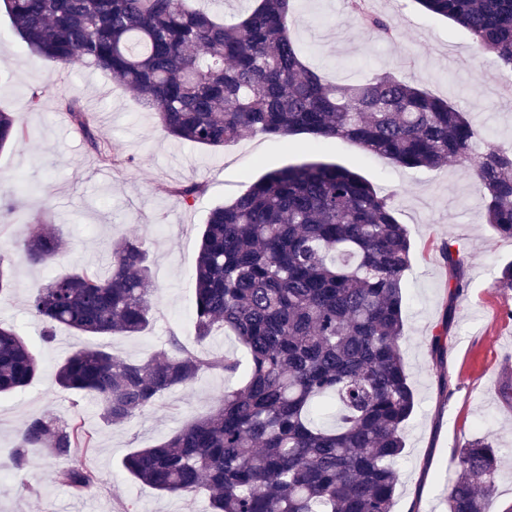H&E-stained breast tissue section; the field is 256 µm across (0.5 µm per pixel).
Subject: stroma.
Returning <instances> with one entry per match:
<instances>
[{
  "label": "stroma",
  "instance_id": "35a3bbf8",
  "mask_svg": "<svg viewBox=\"0 0 512 512\" xmlns=\"http://www.w3.org/2000/svg\"><path fill=\"white\" fill-rule=\"evenodd\" d=\"M371 3L374 12L397 24V40L366 32L346 0H298L296 35L311 63L336 83L383 70L426 80L434 95L474 122L482 138L511 149L512 94L506 89L512 71L477 52L463 27L425 11L415 0ZM35 87L50 94L41 110L24 111L25 96ZM74 96L96 111L99 140L128 157V165L99 162L65 110ZM0 110L18 113L28 131L24 141L0 151V194H12L19 182L33 187L0 219V260L12 270V292L0 297V323L15 327L41 364L25 389L0 399V512H207L205 493L162 495L132 480L122 461L208 414L225 388L244 384V373L231 378L202 374L123 426L104 425L96 401L54 382L56 368L89 344V337L61 326L51 342H44L27 300L52 278L85 267L107 271L113 239L140 236L156 285L152 320L138 334L108 338L107 346L121 358L145 360L173 336L198 345L192 325L193 270L208 211L233 200L248 181L307 160L344 166L379 193L394 194L396 216L410 231L403 350L417 404L397 466L394 512H445L457 448L487 434L501 448L494 507L503 512L512 505V406L500 397L504 385L512 383V289L494 284L500 268L512 262V240L487 224L486 202L471 169L455 162L438 169L403 168L355 144L316 142L305 134L247 133L221 150L176 143L103 73L80 64L51 68L32 57L1 11ZM188 182L203 183L206 191L185 205L168 190ZM42 214L57 225L63 246L54 263L33 266L20 246ZM448 238L468 255L469 286L454 299L448 296V268L436 249ZM442 331L447 337L438 357L430 341ZM199 345L247 357L237 338L221 330ZM34 417L81 422L91 442L78 453L97 474L91 491L78 495L50 481L49 472L59 463L43 448L29 449L25 468L15 469L17 432Z\"/></svg>",
  "mask_w": 512,
  "mask_h": 512
}]
</instances>
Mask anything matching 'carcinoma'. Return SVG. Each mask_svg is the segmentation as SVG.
Instances as JSON below:
<instances>
[{
	"label": "carcinoma",
	"instance_id": "obj_1",
	"mask_svg": "<svg viewBox=\"0 0 512 512\" xmlns=\"http://www.w3.org/2000/svg\"><path fill=\"white\" fill-rule=\"evenodd\" d=\"M15 33L42 63L78 62L138 99L181 143L221 149L246 131L336 138L404 168L451 161L472 168L486 200V223L512 239V150L488 143L465 115L423 81L390 71L363 81L327 82L294 36L297 0H254L218 20L185 0H0ZM465 28L477 49L512 70V0H417ZM364 28L392 39L396 27L347 0ZM71 120L101 162L126 159L96 138V112L72 99ZM25 125L0 111V149L23 140ZM205 191L171 190L182 203ZM62 240L37 220L22 243L34 265L54 260ZM448 294L468 288L461 247L444 242ZM411 262L406 225L393 198L359 173L321 161L271 171L202 225L194 268L195 338L224 329L249 354L247 381L205 417L123 462L138 482L172 497L204 490L209 512H392L397 461L415 410L402 342V279ZM154 281L143 241L112 242L110 272L93 268L37 287L28 306L45 341L63 325L86 336L132 335L150 323ZM239 361L194 350L176 336L146 361L123 360L102 344L71 354L55 371L61 387L100 405L120 426L205 372L234 375ZM40 363L23 339L0 326V395L27 386ZM78 423L41 417L19 431L15 465L46 448L66 465L52 480L77 493L96 481L72 452ZM499 448L490 435L458 449L447 512H490Z\"/></svg>",
	"mask_w": 512,
	"mask_h": 512
}]
</instances>
